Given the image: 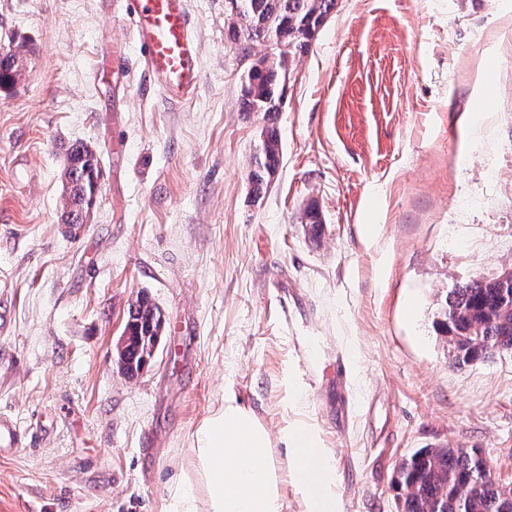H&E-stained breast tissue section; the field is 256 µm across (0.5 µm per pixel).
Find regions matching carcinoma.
I'll list each match as a JSON object with an SVG mask.
<instances>
[{
    "mask_svg": "<svg viewBox=\"0 0 512 512\" xmlns=\"http://www.w3.org/2000/svg\"><path fill=\"white\" fill-rule=\"evenodd\" d=\"M335 4L336 0H245L242 11L226 15L234 39L274 40L288 46V54L267 56L261 67L241 76L240 111H279L290 60L307 53ZM30 53L25 42L0 53V87L22 79ZM281 156L277 128L263 127L248 174L252 199H259L271 183ZM101 175L97 151L84 142L71 145L63 169V223L78 228L87 223ZM443 315L455 367L512 352V274L452 289ZM163 327V312L147 295H139L128 311V343L120 350V364L128 376L139 373L144 358L151 356L153 336ZM394 482L405 491L401 512H512V485L494 476L492 464L476 448H422L401 459Z\"/></svg>",
    "mask_w": 512,
    "mask_h": 512,
    "instance_id": "carcinoma-1",
    "label": "carcinoma"
}]
</instances>
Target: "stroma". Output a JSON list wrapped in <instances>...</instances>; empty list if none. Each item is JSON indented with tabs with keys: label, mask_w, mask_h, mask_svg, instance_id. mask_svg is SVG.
<instances>
[{
	"label": "stroma",
	"mask_w": 512,
	"mask_h": 512,
	"mask_svg": "<svg viewBox=\"0 0 512 512\" xmlns=\"http://www.w3.org/2000/svg\"><path fill=\"white\" fill-rule=\"evenodd\" d=\"M188 5L204 79L176 103L122 10L0 0V50L31 48L0 89V411L25 437L0 512H170L228 394L272 435L316 431L336 512H397L395 467L422 448L480 449L512 485V353L450 367L439 326L452 288L512 269V0H336L268 115L241 111L240 77L274 46L233 39L224 0ZM269 124L282 157L255 201ZM77 141L102 176L74 235ZM141 293L167 324L130 378ZM102 175L97 151L84 142L71 145L63 169L65 198L62 222L81 229L95 205Z\"/></svg>",
	"instance_id": "stroma-1"
}]
</instances>
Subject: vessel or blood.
Instances as JSON below:
<instances>
[{
  "label": "vessel or blood",
  "mask_w": 512,
  "mask_h": 512,
  "mask_svg": "<svg viewBox=\"0 0 512 512\" xmlns=\"http://www.w3.org/2000/svg\"><path fill=\"white\" fill-rule=\"evenodd\" d=\"M122 6L146 73L168 99L191 100L203 82V70L187 0H122ZM20 442L14 420L0 414V456Z\"/></svg>",
  "instance_id": "1"
}]
</instances>
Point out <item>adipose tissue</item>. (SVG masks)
Segmentation results:
<instances>
[{
    "label": "adipose tissue",
    "instance_id": "1",
    "mask_svg": "<svg viewBox=\"0 0 512 512\" xmlns=\"http://www.w3.org/2000/svg\"><path fill=\"white\" fill-rule=\"evenodd\" d=\"M276 442L292 463L291 483L304 512H336L335 459L321 448L317 433L294 425L272 436L251 410L231 398L196 432L177 512H282L284 480L269 461ZM305 448L314 449L313 459L302 456ZM198 481L205 487L201 498L194 490Z\"/></svg>",
    "mask_w": 512,
    "mask_h": 512
}]
</instances>
